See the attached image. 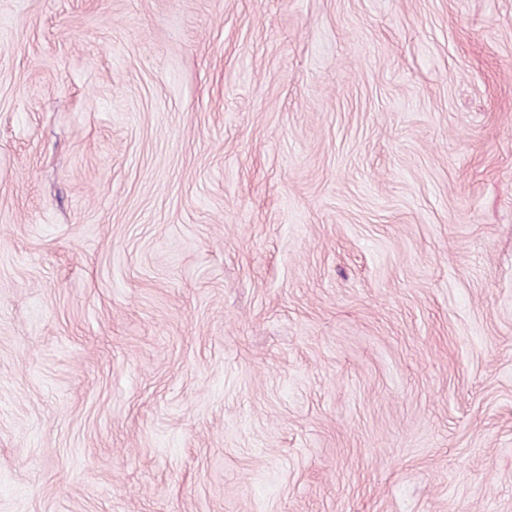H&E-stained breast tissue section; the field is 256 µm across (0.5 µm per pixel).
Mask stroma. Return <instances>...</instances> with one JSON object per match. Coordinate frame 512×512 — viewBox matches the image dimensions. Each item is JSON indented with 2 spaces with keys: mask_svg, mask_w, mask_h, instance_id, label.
<instances>
[{
  "mask_svg": "<svg viewBox=\"0 0 512 512\" xmlns=\"http://www.w3.org/2000/svg\"><path fill=\"white\" fill-rule=\"evenodd\" d=\"M0 512H512V0H0Z\"/></svg>",
  "mask_w": 512,
  "mask_h": 512,
  "instance_id": "1",
  "label": "stroma"
}]
</instances>
